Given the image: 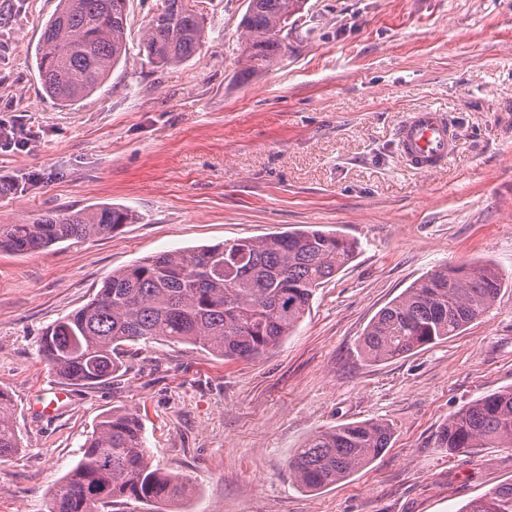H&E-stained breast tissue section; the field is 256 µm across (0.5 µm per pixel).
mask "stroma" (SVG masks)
<instances>
[{
  "mask_svg": "<svg viewBox=\"0 0 512 512\" xmlns=\"http://www.w3.org/2000/svg\"><path fill=\"white\" fill-rule=\"evenodd\" d=\"M59 0H0V224L118 204L109 238L0 251V389L22 447L0 460V512H46L101 416L135 412L153 467L188 479L178 512H459L512 482V448L448 455L438 436L471 401L512 386V0H306L291 52L245 76V0H206L202 48L168 69L141 53L161 0H128L125 60L72 106L48 97L35 50ZM445 111L461 137L429 173L396 137L413 112ZM312 227L356 239L290 336L224 360L188 344L134 346L122 377L61 386L38 351L112 270L166 250ZM488 263L505 286L460 335L383 362L359 350L371 318L448 264ZM388 424L389 448L318 491L289 475L312 434Z\"/></svg>",
  "mask_w": 512,
  "mask_h": 512,
  "instance_id": "1",
  "label": "stroma"
}]
</instances>
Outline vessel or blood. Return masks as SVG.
<instances>
[{"mask_svg":"<svg viewBox=\"0 0 512 512\" xmlns=\"http://www.w3.org/2000/svg\"><path fill=\"white\" fill-rule=\"evenodd\" d=\"M398 136L406 161L424 171L440 167L458 141L445 114L433 109L415 113L400 127Z\"/></svg>","mask_w":512,"mask_h":512,"instance_id":"vessel-or-blood-1","label":"vessel or blood"}]
</instances>
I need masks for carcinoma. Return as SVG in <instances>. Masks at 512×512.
<instances>
[{
  "label": "carcinoma",
  "instance_id": "carcinoma-1",
  "mask_svg": "<svg viewBox=\"0 0 512 512\" xmlns=\"http://www.w3.org/2000/svg\"><path fill=\"white\" fill-rule=\"evenodd\" d=\"M204 0H163L151 16L142 51L158 68L176 67L205 40ZM304 0H247L240 24L244 72L257 75L289 49L287 26ZM127 0H59L45 24L36 64L45 93L72 106L92 94L127 55ZM133 222L114 206L47 211L23 224L0 225V250L23 255L71 240L112 234ZM358 242L302 229L270 238L170 250L115 270L90 302L50 326L39 352L63 382L94 385L119 375L129 348L150 341L190 344L227 359L257 358L290 335L322 284L347 266ZM503 277L488 264L440 266L371 319L361 352L374 362L402 357L459 335L495 302ZM380 422L339 425L311 435L288 463L306 490L344 481L389 447ZM478 446L512 447V386L460 409L439 435L455 456ZM21 448L11 396L0 389V459ZM190 492L186 479L152 468L143 426L127 410L105 414L81 459L50 491L47 512H105L122 499L165 507ZM460 512H512V483L487 490Z\"/></svg>",
  "mask_w": 512,
  "mask_h": 512
}]
</instances>
